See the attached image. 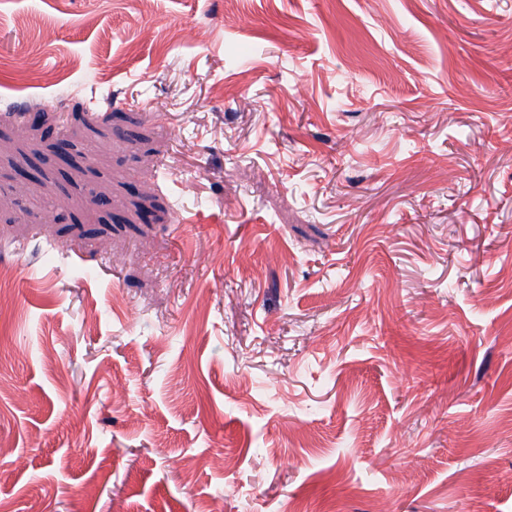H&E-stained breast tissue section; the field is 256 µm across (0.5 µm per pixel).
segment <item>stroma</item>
<instances>
[{
    "instance_id": "1",
    "label": "stroma",
    "mask_w": 512,
    "mask_h": 512,
    "mask_svg": "<svg viewBox=\"0 0 512 512\" xmlns=\"http://www.w3.org/2000/svg\"><path fill=\"white\" fill-rule=\"evenodd\" d=\"M0 512H512V0H0Z\"/></svg>"
}]
</instances>
